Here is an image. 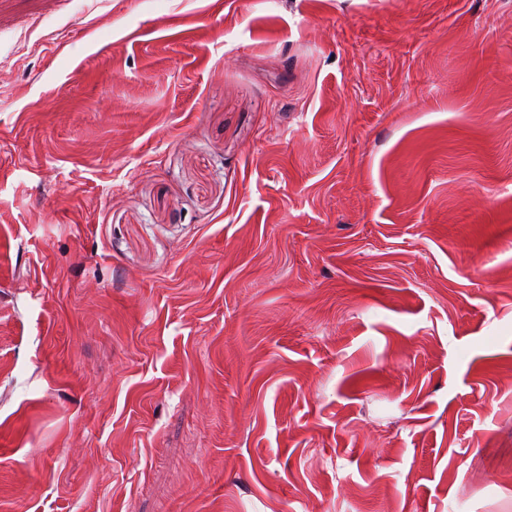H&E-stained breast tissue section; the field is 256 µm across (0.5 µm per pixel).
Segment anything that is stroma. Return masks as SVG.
<instances>
[{"label": "stroma", "mask_w": 512, "mask_h": 512, "mask_svg": "<svg viewBox=\"0 0 512 512\" xmlns=\"http://www.w3.org/2000/svg\"><path fill=\"white\" fill-rule=\"evenodd\" d=\"M0 512H512V0H0Z\"/></svg>", "instance_id": "35a3bbf8"}]
</instances>
